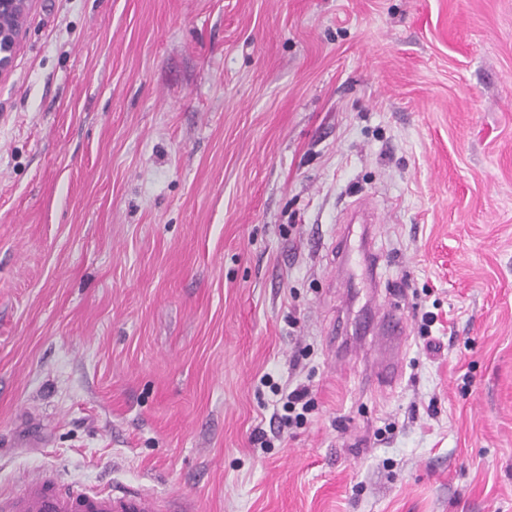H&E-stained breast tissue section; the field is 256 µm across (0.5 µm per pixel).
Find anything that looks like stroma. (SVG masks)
<instances>
[{
  "mask_svg": "<svg viewBox=\"0 0 512 512\" xmlns=\"http://www.w3.org/2000/svg\"><path fill=\"white\" fill-rule=\"evenodd\" d=\"M376 295L393 384L349 331ZM269 376L315 407L264 447ZM35 470L188 512H512V0H33L0 75V491ZM364 233L363 235V255L362 264L365 274L375 284H379V278L377 274V256L374 251V241L372 237V225L363 224ZM382 322L377 330L378 342L389 349V357L377 372L382 381H395L400 375L401 358L407 335V322L402 312L391 307L382 308Z\"/></svg>",
  "mask_w": 512,
  "mask_h": 512,
  "instance_id": "stroma-1",
  "label": "stroma"
}]
</instances>
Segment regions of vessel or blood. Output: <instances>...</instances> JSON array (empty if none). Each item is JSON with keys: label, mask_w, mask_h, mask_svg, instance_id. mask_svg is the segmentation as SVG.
I'll return each instance as SVG.
<instances>
[{"label": "vessel or blood", "mask_w": 512, "mask_h": 512, "mask_svg": "<svg viewBox=\"0 0 512 512\" xmlns=\"http://www.w3.org/2000/svg\"><path fill=\"white\" fill-rule=\"evenodd\" d=\"M406 334L403 313L383 308L376 337L388 347L389 357L377 372L379 379L391 382L399 377ZM0 512H172V507L147 489L87 490L38 472L25 480L20 492L0 496Z\"/></svg>", "instance_id": "vessel-or-blood-1"}]
</instances>
